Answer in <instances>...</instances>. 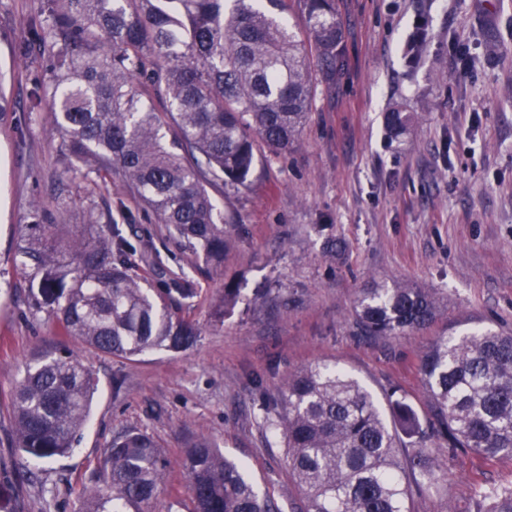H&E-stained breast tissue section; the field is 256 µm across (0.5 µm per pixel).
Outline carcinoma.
<instances>
[{
    "label": "carcinoma",
    "mask_w": 512,
    "mask_h": 512,
    "mask_svg": "<svg viewBox=\"0 0 512 512\" xmlns=\"http://www.w3.org/2000/svg\"><path fill=\"white\" fill-rule=\"evenodd\" d=\"M16 56L44 71L28 109L55 117L59 200L71 182L116 166L158 223L216 270L235 237L210 190L245 188L263 154L292 149L319 93L347 69L336 0H40ZM28 218L15 263L33 308L51 314L61 335L129 361L198 341L202 329L182 314L198 296L193 281L148 287L111 209L90 207L66 240L58 235L64 205L33 203ZM237 302L238 289H224L214 317ZM439 306L431 288L374 282L359 292L354 315L361 335L378 340L426 327ZM419 372L427 425L387 395L404 440L372 394L334 364L307 366L274 392L254 378L264 428L285 448L303 495L295 512H409L412 490L436 485L457 454L512 458V333L439 339ZM95 390L71 355L30 361L11 396L15 448L38 461L71 454ZM167 468L150 434L127 430L108 445L79 512H154ZM179 468L189 512H281L207 438L187 444ZM475 512H512V489L482 493Z\"/></svg>",
    "instance_id": "obj_1"
}]
</instances>
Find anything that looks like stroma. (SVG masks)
I'll list each match as a JSON object with an SVG mask.
<instances>
[{
    "mask_svg": "<svg viewBox=\"0 0 512 512\" xmlns=\"http://www.w3.org/2000/svg\"><path fill=\"white\" fill-rule=\"evenodd\" d=\"M38 7L0 0V72L15 75L12 108L0 113V512H79L81 488L112 437L128 429L153 435L169 462L157 512L175 499L189 505L179 459L196 435L243 463L281 512H293L301 495L284 449L266 443L253 376L272 389L287 373L328 360L378 403L394 389L423 415L417 365L438 337L512 332V0H340L345 77L318 96L292 152L261 158L249 186L225 195L236 246L223 270H206L170 240L120 170L72 183L64 201L71 223H85L89 205L111 208L113 226L134 247L149 243L158 253L156 270L132 255L137 274L158 287L183 271L198 290L184 311L203 329L197 344L133 362L60 335L51 315L31 310L15 266L28 206L36 199L56 207L61 169L51 114L28 109L40 69L15 70L14 49ZM419 32L424 50L412 66L407 44ZM396 108L413 119L395 133L385 114ZM129 211L136 224H127ZM334 238L346 245L336 260L325 251ZM393 280L434 289L442 311L428 329L368 343L355 325V298L371 282ZM230 282L240 300L215 320ZM259 288L276 294L257 309ZM64 349L98 381L91 417L68 457L37 465L23 483L11 456V394L27 362ZM492 487H512V459L468 454L409 509L471 512Z\"/></svg>",
    "mask_w": 512,
    "mask_h": 512,
    "instance_id": "35a3bbf8",
    "label": "stroma"
}]
</instances>
